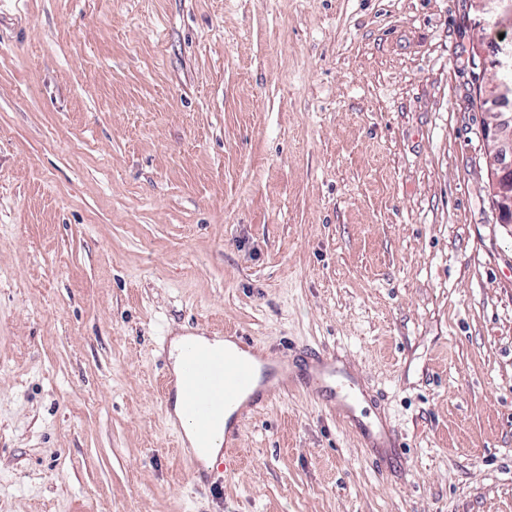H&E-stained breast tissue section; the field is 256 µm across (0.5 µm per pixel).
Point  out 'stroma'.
<instances>
[{
	"instance_id": "35a3bbf8",
	"label": "stroma",
	"mask_w": 512,
	"mask_h": 512,
	"mask_svg": "<svg viewBox=\"0 0 512 512\" xmlns=\"http://www.w3.org/2000/svg\"><path fill=\"white\" fill-rule=\"evenodd\" d=\"M473 0H0V512H512V224ZM334 352L175 454L162 337ZM493 114L491 125L485 130L486 138L494 143L488 158L492 191L503 223L512 224V161H507V155L512 154V113ZM342 370L336 365V357L333 354L323 352L309 365L305 374L304 384L314 393H320L328 384L339 382ZM354 389L355 382L352 380L348 383L342 382L338 385L336 389V401L334 403L337 415L347 417L352 416V419L356 420L353 417L355 401L357 400V394ZM358 428L361 432V436L365 443H373L371 447H381L380 445H375L374 440H377L376 437L379 435L380 437H383L387 444L386 447L389 448H396L397 447V434L395 429L391 428L389 425H387L386 422H378L374 424H363L357 421ZM382 446V447H385Z\"/></svg>"
}]
</instances>
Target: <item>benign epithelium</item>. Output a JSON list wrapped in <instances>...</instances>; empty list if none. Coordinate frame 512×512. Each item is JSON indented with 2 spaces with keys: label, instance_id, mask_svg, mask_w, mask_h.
<instances>
[{
  "label": "benign epithelium",
  "instance_id": "benign-epithelium-1",
  "mask_svg": "<svg viewBox=\"0 0 512 512\" xmlns=\"http://www.w3.org/2000/svg\"><path fill=\"white\" fill-rule=\"evenodd\" d=\"M480 58L500 73V79L483 89L481 101L496 110L485 136L494 143L488 164L496 206L505 224H512V113L502 108L512 103V45H498L479 52Z\"/></svg>",
  "mask_w": 512,
  "mask_h": 512
}]
</instances>
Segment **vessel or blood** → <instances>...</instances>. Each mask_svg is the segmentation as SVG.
Listing matches in <instances>:
<instances>
[{
  "label": "vessel or blood",
  "instance_id": "vessel-or-blood-1",
  "mask_svg": "<svg viewBox=\"0 0 512 512\" xmlns=\"http://www.w3.org/2000/svg\"><path fill=\"white\" fill-rule=\"evenodd\" d=\"M241 355L187 342L182 350L180 371L170 377L169 387L179 389L189 422L199 447L210 445L224 406L241 396H248L250 405H258L287 385L291 377L288 357L262 352L247 337H239ZM342 371L333 354L323 353L309 366L304 384L312 392H321L328 384H336L334 408L337 415L352 416L357 394L354 383L342 382ZM364 442L383 437L388 447H396L395 429L386 422L360 425Z\"/></svg>",
  "mask_w": 512,
  "mask_h": 512
}]
</instances>
